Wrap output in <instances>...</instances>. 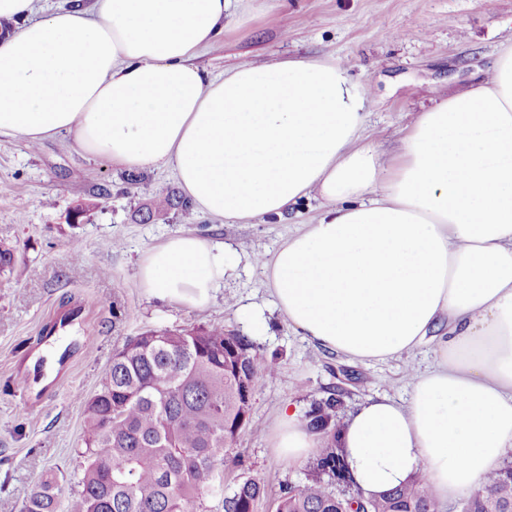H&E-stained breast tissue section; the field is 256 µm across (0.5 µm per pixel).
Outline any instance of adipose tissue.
<instances>
[{"instance_id":"ef3b65f1","label":"adipose tissue","mask_w":512,"mask_h":512,"mask_svg":"<svg viewBox=\"0 0 512 512\" xmlns=\"http://www.w3.org/2000/svg\"><path fill=\"white\" fill-rule=\"evenodd\" d=\"M0 0V138L70 136L127 170L171 167L196 212L248 221L323 202L316 223L267 262L289 323L360 360L412 353L448 327L408 403L368 399L337 444L365 494L424 473L442 500L478 488L512 450V45L492 76L418 114L394 152L362 144L366 92L335 63L243 62L214 77L194 63L231 0H70L33 19ZM223 245L179 235L138 277L158 299L207 306ZM288 460L320 446L283 412Z\"/></svg>"}]
</instances>
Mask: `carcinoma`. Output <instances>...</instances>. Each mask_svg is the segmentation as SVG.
Instances as JSON below:
<instances>
[{
  "label": "carcinoma",
  "instance_id": "1",
  "mask_svg": "<svg viewBox=\"0 0 512 512\" xmlns=\"http://www.w3.org/2000/svg\"><path fill=\"white\" fill-rule=\"evenodd\" d=\"M172 209L191 219L190 201L174 193L157 198L151 211ZM226 353L237 355L255 384L277 374L248 337L220 325L147 330L116 350L98 390L78 395L80 490L68 512H208V496L220 498L224 512H257L265 497L259 481L245 478L224 493V470L242 466L227 449L251 412L236 371L224 368ZM339 408L340 401L328 397L304 413L321 446L308 461L307 483L286 488L277 512H353L358 488L334 478L343 462L336 447ZM59 492L57 476H45L21 512H58ZM365 505L368 512H441L421 472ZM460 512H512V463L462 499Z\"/></svg>",
  "mask_w": 512,
  "mask_h": 512
}]
</instances>
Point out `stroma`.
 Wrapping results in <instances>:
<instances>
[{
	"mask_svg": "<svg viewBox=\"0 0 512 512\" xmlns=\"http://www.w3.org/2000/svg\"><path fill=\"white\" fill-rule=\"evenodd\" d=\"M224 34L195 62L217 75L248 61L336 62L367 91L365 139L394 148L418 112L491 76L512 43V0H232ZM142 182L106 159L86 155L60 136L31 145L0 140V245L13 249L23 275L0 274V512H20L32 486L56 473L62 501L78 489L75 450L83 435L78 394L94 393L128 337L148 329L219 324L248 337L279 373L253 391L247 425L233 448L244 461L224 485L251 477L267 495L259 512H276L285 487H301L306 463L281 457L271 438L287 408L340 394V418L368 398L406 401L416 373L435 362L439 338L425 337L412 357L360 361L324 349L291 326L274 305L264 262L321 203L308 199L283 217L243 224L169 211L150 224L138 212L180 186L167 166L142 171ZM191 232L224 243L234 257L205 309L151 298L137 276L144 254ZM80 305L69 337L55 351L49 385L14 378L29 350L44 342L55 313Z\"/></svg>",
	"mask_w": 512,
	"mask_h": 512,
	"instance_id": "35a3bbf8",
	"label": "stroma"
}]
</instances>
